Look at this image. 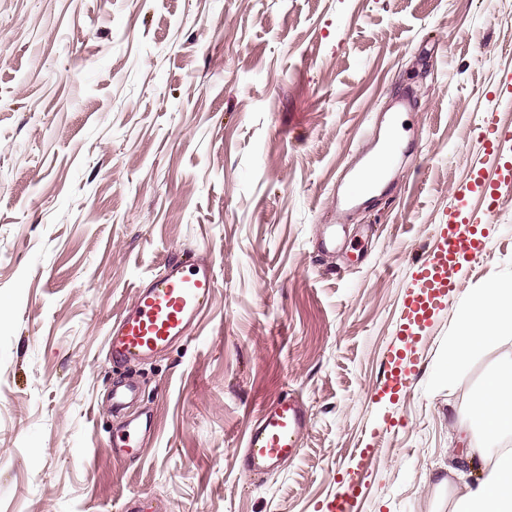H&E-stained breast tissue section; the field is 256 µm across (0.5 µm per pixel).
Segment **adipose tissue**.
I'll list each match as a JSON object with an SVG mask.
<instances>
[{
    "mask_svg": "<svg viewBox=\"0 0 512 512\" xmlns=\"http://www.w3.org/2000/svg\"><path fill=\"white\" fill-rule=\"evenodd\" d=\"M456 353L478 350L503 338H512V283L493 284L473 297L459 322ZM470 416L485 429L488 439L466 448L467 457L488 463L475 484L458 500L457 512H512V448L499 440L512 436V360L484 383Z\"/></svg>",
    "mask_w": 512,
    "mask_h": 512,
    "instance_id": "obj_1",
    "label": "adipose tissue"
}]
</instances>
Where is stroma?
Listing matches in <instances>:
<instances>
[{
	"instance_id": "stroma-1",
	"label": "stroma",
	"mask_w": 512,
	"mask_h": 512,
	"mask_svg": "<svg viewBox=\"0 0 512 512\" xmlns=\"http://www.w3.org/2000/svg\"><path fill=\"white\" fill-rule=\"evenodd\" d=\"M511 75L512 0H0V512H325L352 472L358 512H453L474 397L512 356L444 371L473 293L512 280V189L490 211L473 188L495 173L484 115L512 130ZM404 92L415 156L346 219V251L318 252L337 179ZM457 207L487 213V248L407 340ZM186 249L217 295L136 367L155 427L120 461L107 332ZM286 392L310 410L302 450L250 482L243 437Z\"/></svg>"
}]
</instances>
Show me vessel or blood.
Masks as SVG:
<instances>
[{"label": "vessel or blood", "mask_w": 512, "mask_h": 512, "mask_svg": "<svg viewBox=\"0 0 512 512\" xmlns=\"http://www.w3.org/2000/svg\"><path fill=\"white\" fill-rule=\"evenodd\" d=\"M405 98L394 101L392 109L383 113L366 148L358 152L336 186L334 203L339 215L356 208L360 200L389 181L394 161L400 154L412 151L400 124L401 112L407 111ZM491 137L489 159L500 171L499 184L480 183L481 193L495 198L500 185L512 183V159H505L506 144L512 142V131L487 121ZM478 224L475 217L459 211L448 215V228L441 231L437 247L418 266V290L412 291L402 310V333L416 335L419 327L433 315L442 297L448 293V265L457 255L483 251L474 237ZM218 282L209 263L192 255L168 260L161 274L148 277L135 294L132 306L116 318L107 336L110 360L118 366L142 362L161 355L188 336L191 327L213 301ZM138 387L127 378L112 387V407L122 412L136 400ZM309 417L302 401L287 394L261 409L256 422L243 440L242 474L259 481L276 472L282 463L296 458L300 442L307 430ZM153 428L151 416L127 420L112 438V454L128 457L139 448ZM358 477H351L347 487L328 504V512H356Z\"/></svg>", "instance_id": "1"}]
</instances>
